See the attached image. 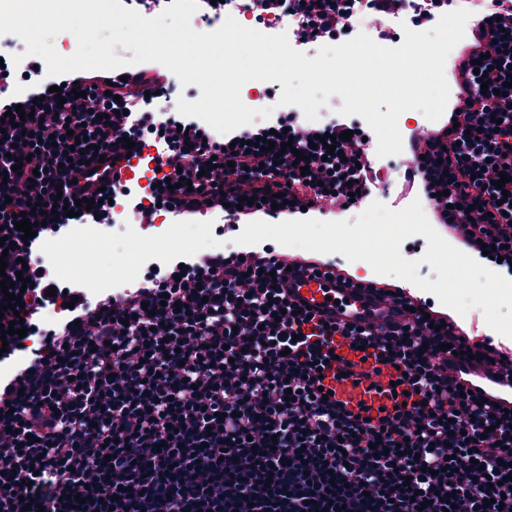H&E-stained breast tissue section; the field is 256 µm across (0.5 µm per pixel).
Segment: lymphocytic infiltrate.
<instances>
[{
	"label": "lymphocytic infiltrate",
	"mask_w": 512,
	"mask_h": 512,
	"mask_svg": "<svg viewBox=\"0 0 512 512\" xmlns=\"http://www.w3.org/2000/svg\"><path fill=\"white\" fill-rule=\"evenodd\" d=\"M237 2L257 18L291 13L320 40L357 7L380 18L394 8ZM495 2L490 24L456 55L467 81L457 126L414 137L407 153L419 193L434 196L445 222L512 262V0ZM128 75L66 74L53 82L57 94L35 79L22 99L0 76V232L12 243L7 277L31 281L22 295L28 335L57 302L53 271L31 258L101 211L73 219L67 205L123 190L120 181L102 193L79 181L93 156L126 163L123 138L159 137L156 162L170 184L154 195L183 224L226 210L240 224L329 214L351 193L368 197L378 178L352 117L325 122L338 149L331 156L288 112L214 136L198 119L153 110L152 67ZM18 105L32 117L5 122ZM346 130L351 138L341 139ZM273 131L292 138L283 156L254 144ZM502 171L508 181L498 189ZM276 193L285 204L271 205ZM20 212L37 231L26 244ZM286 275L272 249L247 262L214 248L92 305L68 287L74 308L19 370L0 374V512H512V486L502 482L512 477V412L461 394L448 353L511 372L512 356L420 312L394 330L325 324L289 303ZM340 338L355 358L338 357Z\"/></svg>",
	"instance_id": "1"
}]
</instances>
